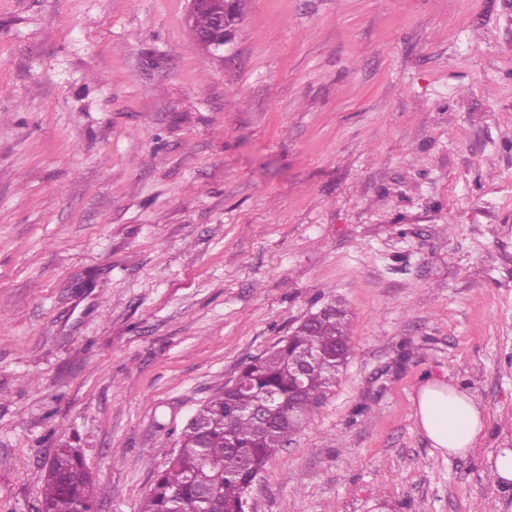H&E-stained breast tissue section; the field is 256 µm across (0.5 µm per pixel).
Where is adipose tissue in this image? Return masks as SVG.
I'll return each instance as SVG.
<instances>
[{"instance_id": "1", "label": "adipose tissue", "mask_w": 512, "mask_h": 512, "mask_svg": "<svg viewBox=\"0 0 512 512\" xmlns=\"http://www.w3.org/2000/svg\"><path fill=\"white\" fill-rule=\"evenodd\" d=\"M419 425L434 448L452 454L470 451L485 429V415L471 395L445 381L422 385L416 399Z\"/></svg>"}]
</instances>
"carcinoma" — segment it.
Listing matches in <instances>:
<instances>
[{"label":"carcinoma","instance_id":"carcinoma-1","mask_svg":"<svg viewBox=\"0 0 512 512\" xmlns=\"http://www.w3.org/2000/svg\"><path fill=\"white\" fill-rule=\"evenodd\" d=\"M213 27L214 18L205 10L189 24L194 34ZM299 351L321 356L320 365L303 378L288 367ZM349 351L347 323L329 318L299 324L276 348L247 363L238 386L214 395L200 409L205 428L186 426L179 450L157 475L141 512H197L206 507L199 501L203 487L213 493L214 512H243L246 473L258 474L288 443L319 394L336 380ZM268 394L275 398L274 416L262 423L248 408ZM101 494L80 453L59 446L46 472L41 512H90Z\"/></svg>","mask_w":512,"mask_h":512}]
</instances>
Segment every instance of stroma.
Instances as JSON below:
<instances>
[{
  "instance_id": "obj_1",
  "label": "stroma",
  "mask_w": 512,
  "mask_h": 512,
  "mask_svg": "<svg viewBox=\"0 0 512 512\" xmlns=\"http://www.w3.org/2000/svg\"><path fill=\"white\" fill-rule=\"evenodd\" d=\"M0 0V512L77 448L139 512L311 313L350 353L245 512H512V0ZM486 415L448 455L414 399ZM239 0H225L220 2L222 10L217 11L216 25L218 31L216 33H206L200 37L201 42L209 49L210 52H220L233 35V26L227 24L228 14L233 13ZM419 426L441 452L470 451L485 429L481 404L471 395L445 381L422 385L416 399Z\"/></svg>"
}]
</instances>
